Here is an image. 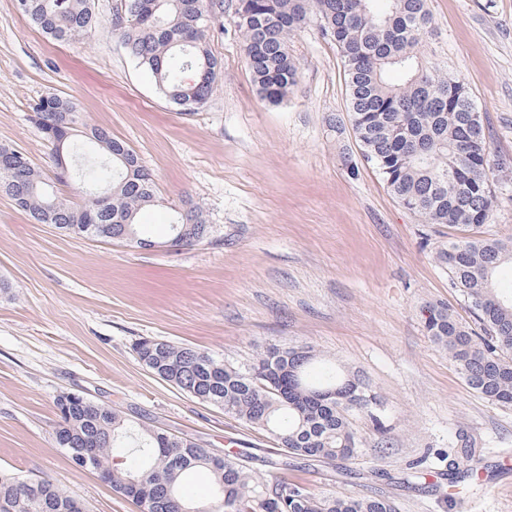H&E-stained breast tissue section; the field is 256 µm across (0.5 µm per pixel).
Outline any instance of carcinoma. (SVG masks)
<instances>
[{
	"mask_svg": "<svg viewBox=\"0 0 512 512\" xmlns=\"http://www.w3.org/2000/svg\"><path fill=\"white\" fill-rule=\"evenodd\" d=\"M18 9L50 38L68 42L99 25L93 0H17ZM236 0V24L246 65L261 99L279 103L297 84L291 35L314 16L336 46L348 92V121L364 160L405 209L427 224L478 226L490 221L495 196L489 136L467 86L430 62L425 43L431 24L426 0ZM224 0H124L112 32L148 71L164 98L181 112L208 103L222 64L207 33ZM30 119L54 147L56 179L81 184V202L46 191L41 172L22 152L0 147V192L11 196L35 224L65 234L122 242L137 232L138 216L157 205L155 184L138 154L99 128H86L76 104L47 95ZM107 203L92 200L98 187ZM172 234L186 245L207 241L212 226L204 208L189 201L176 213ZM450 284L477 316L480 331L446 306L426 308L424 328L448 350L466 384L483 398L512 405V300L498 292L496 275L512 264V244L496 238L452 240L438 253ZM136 360L161 380L220 407L241 422L275 435L288 453L309 460H350L363 453L351 417L366 414L382 425L383 405L355 377L318 365L308 345L269 348L233 366L205 352L143 338ZM95 441L92 469L141 512H396L384 497L317 495L285 480L269 482L239 458L218 457L162 428L136 425L122 411L75 408L61 416L55 447L74 456ZM208 472L216 497L191 506L183 480ZM75 501L46 478L0 472V512H72Z\"/></svg>",
	"mask_w": 512,
	"mask_h": 512,
	"instance_id": "obj_1",
	"label": "carcinoma"
}]
</instances>
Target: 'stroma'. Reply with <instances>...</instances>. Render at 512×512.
<instances>
[{
    "label": "stroma",
    "instance_id": "stroma-1",
    "mask_svg": "<svg viewBox=\"0 0 512 512\" xmlns=\"http://www.w3.org/2000/svg\"><path fill=\"white\" fill-rule=\"evenodd\" d=\"M121 0H95L100 25L57 43L0 0V146L25 153L50 189L54 150L29 120L54 93L85 123L126 142L150 169L161 203L141 213L153 249L61 234L31 223L0 194V470L49 477L89 512H138L95 473L56 448L58 394L76 392L145 426L230 453L265 479L316 494L382 496L399 512H512V405L468 387L422 310L448 306L472 321L437 252L462 237L512 239V0H427L426 54L461 79L486 117L496 207L477 227L427 224L390 195L360 157L347 114L341 60L309 19L288 46L297 85L261 100L245 63L235 0L208 33L222 63L208 105L177 111L112 35ZM193 199L213 233L163 249L173 207ZM148 337L244 364L257 352L307 344L337 372L361 375L383 403L377 429L353 425L355 460L310 461L268 433L150 372L133 345ZM480 462L448 486V462Z\"/></svg>",
    "mask_w": 512,
    "mask_h": 512
}]
</instances>
